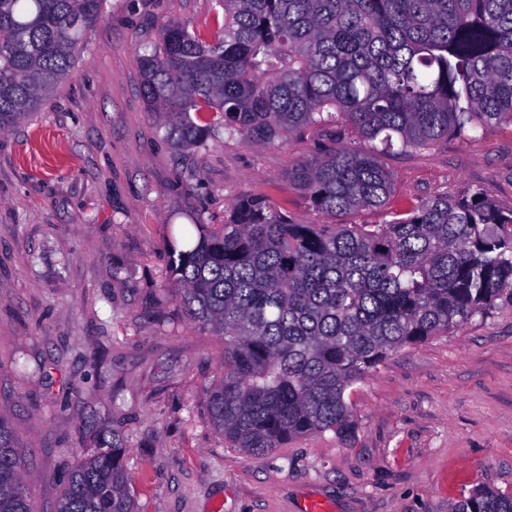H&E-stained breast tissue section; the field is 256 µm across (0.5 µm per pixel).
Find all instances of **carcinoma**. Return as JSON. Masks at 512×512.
Wrapping results in <instances>:
<instances>
[{
  "label": "carcinoma",
  "mask_w": 512,
  "mask_h": 512,
  "mask_svg": "<svg viewBox=\"0 0 512 512\" xmlns=\"http://www.w3.org/2000/svg\"><path fill=\"white\" fill-rule=\"evenodd\" d=\"M106 0H0V129L40 110L69 77ZM212 40L162 25L137 59L147 111L204 160L223 137L275 145L309 127L331 141L288 179L331 224H294L242 195L224 223L171 233L167 296L224 340L205 391L232 448L261 454L352 425L346 393L389 354L452 336L512 303V207L481 189L383 209L386 158L512 125V0H215ZM354 131L361 146L341 144ZM63 476L56 512H134L123 437ZM0 512H31L17 438L0 419ZM448 512H512L478 485Z\"/></svg>",
  "instance_id": "1"
}]
</instances>
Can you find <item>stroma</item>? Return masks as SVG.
I'll list each match as a JSON object with an SVG mask.
<instances>
[{"mask_svg": "<svg viewBox=\"0 0 512 512\" xmlns=\"http://www.w3.org/2000/svg\"><path fill=\"white\" fill-rule=\"evenodd\" d=\"M212 0H107L63 87L0 130V417L12 426L32 512H55L64 471L98 426L127 440L136 512H448L461 489H512V305L393 352L351 391L349 433L270 453L228 447L203 392L221 338L162 291L174 224L222 223L266 197L323 223L288 173L329 143L174 150L145 109L136 60L160 26H212ZM392 203L482 189L512 206V126L387 157ZM121 274H113L115 266Z\"/></svg>", "mask_w": 512, "mask_h": 512, "instance_id": "stroma-1", "label": "stroma"}]
</instances>
